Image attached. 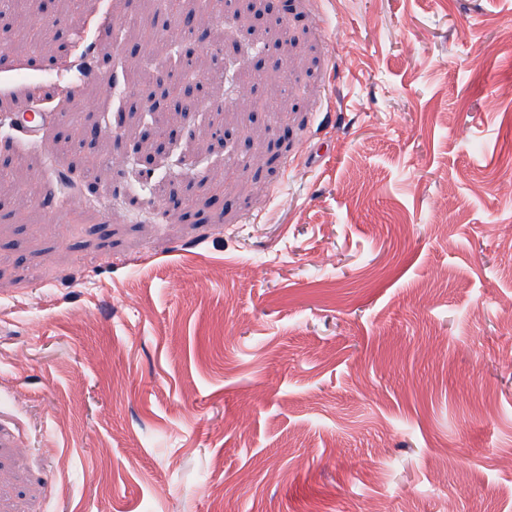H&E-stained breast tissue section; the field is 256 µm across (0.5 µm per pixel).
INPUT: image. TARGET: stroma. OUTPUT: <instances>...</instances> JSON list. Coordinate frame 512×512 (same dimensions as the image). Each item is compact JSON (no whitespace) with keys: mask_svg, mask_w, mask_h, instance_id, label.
Here are the masks:
<instances>
[{"mask_svg":"<svg viewBox=\"0 0 512 512\" xmlns=\"http://www.w3.org/2000/svg\"><path fill=\"white\" fill-rule=\"evenodd\" d=\"M182 5L0 14V512H512V0Z\"/></svg>","mask_w":512,"mask_h":512,"instance_id":"35a3bbf8","label":"stroma"}]
</instances>
